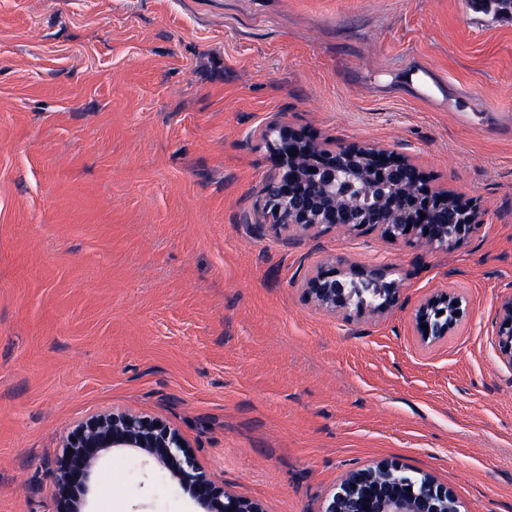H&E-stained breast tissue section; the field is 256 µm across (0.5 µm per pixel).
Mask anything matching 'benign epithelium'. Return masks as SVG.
Segmentation results:
<instances>
[{"instance_id":"7a95c632","label":"benign epithelium","mask_w":512,"mask_h":512,"mask_svg":"<svg viewBox=\"0 0 512 512\" xmlns=\"http://www.w3.org/2000/svg\"><path fill=\"white\" fill-rule=\"evenodd\" d=\"M274 164L275 178L264 188V210L270 224L281 232L326 227L347 232L371 229L388 239L402 240L429 251L458 246L477 228V207L469 220L448 214V193L432 189L412 163L383 147L358 144L324 148L304 133L277 119L262 131ZM370 160L387 186L398 191V206L378 224L336 221V179L347 161ZM376 289L378 302L352 307L354 290ZM310 301L318 308L339 313L349 321L392 308L399 288L386 274L340 259L320 266L304 282ZM461 298L437 293L422 302L414 315L419 342L431 346L455 328L462 316ZM444 314H439V311ZM428 328H422V325ZM498 351L512 367V297L504 300L497 326ZM184 438L165 422L129 411L106 412L77 423L63 440L53 470L55 512H92L89 500L94 475L102 458L114 448H131L164 468L205 512H264L257 502L240 498L220 485L196 459ZM403 468L379 461L365 469L341 475L326 496L323 512H459L448 487L422 474L417 482H398ZM412 491H407V488Z\"/></svg>"}]
</instances>
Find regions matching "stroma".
<instances>
[{"instance_id":"1","label":"stroma","mask_w":512,"mask_h":512,"mask_svg":"<svg viewBox=\"0 0 512 512\" xmlns=\"http://www.w3.org/2000/svg\"><path fill=\"white\" fill-rule=\"evenodd\" d=\"M381 146L479 226L431 252L371 230L276 233L271 120ZM346 259L400 297L350 322L303 280ZM448 291L464 315L421 345ZM512 19L468 0H0V512H53L73 425L129 410L177 428L264 512H322L389 460L461 512H512ZM94 512H199L138 453L99 466ZM453 302L457 306H453ZM461 305V298L448 292L437 293L422 302L414 315V327L419 342L424 346H431L448 336V332L455 328L462 316ZM440 310H444V314L438 315ZM423 324H428L429 331L422 328ZM507 321H510L509 326H506ZM497 336L500 357L512 367V297L504 300L500 307Z\"/></svg>"}]
</instances>
